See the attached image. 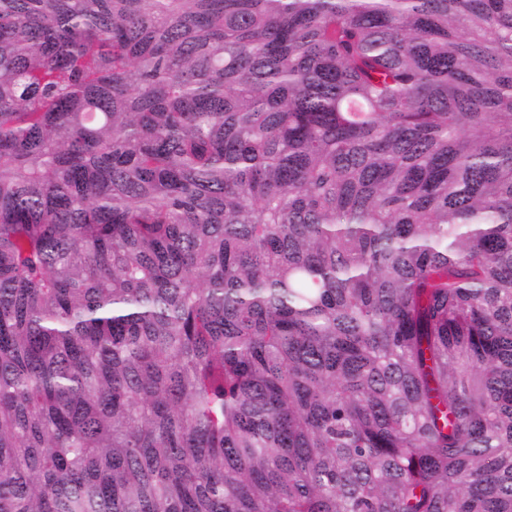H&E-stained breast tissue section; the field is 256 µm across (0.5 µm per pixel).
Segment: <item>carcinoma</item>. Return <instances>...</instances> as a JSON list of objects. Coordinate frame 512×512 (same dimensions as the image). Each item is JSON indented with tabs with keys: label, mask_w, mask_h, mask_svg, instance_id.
<instances>
[{
	"label": "carcinoma",
	"mask_w": 512,
	"mask_h": 512,
	"mask_svg": "<svg viewBox=\"0 0 512 512\" xmlns=\"http://www.w3.org/2000/svg\"><path fill=\"white\" fill-rule=\"evenodd\" d=\"M0 512H512V0H0Z\"/></svg>",
	"instance_id": "1"
}]
</instances>
